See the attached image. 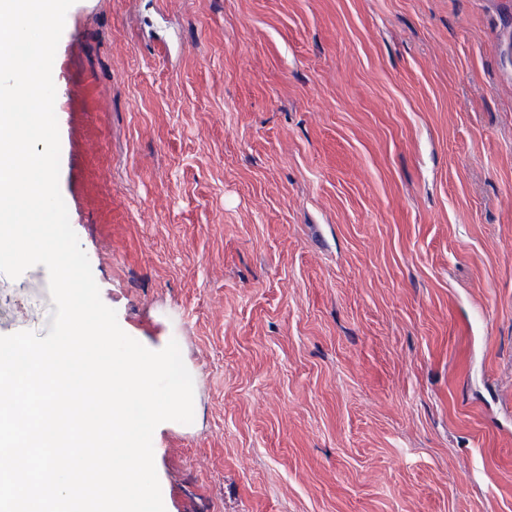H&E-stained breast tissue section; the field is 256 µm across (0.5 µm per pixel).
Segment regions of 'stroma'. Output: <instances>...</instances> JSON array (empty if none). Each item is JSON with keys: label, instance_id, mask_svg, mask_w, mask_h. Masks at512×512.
<instances>
[{"label": "stroma", "instance_id": "1", "mask_svg": "<svg viewBox=\"0 0 512 512\" xmlns=\"http://www.w3.org/2000/svg\"><path fill=\"white\" fill-rule=\"evenodd\" d=\"M59 186L177 341L165 512H512V0H75ZM37 265L0 335L46 336Z\"/></svg>", "mask_w": 512, "mask_h": 512}]
</instances>
